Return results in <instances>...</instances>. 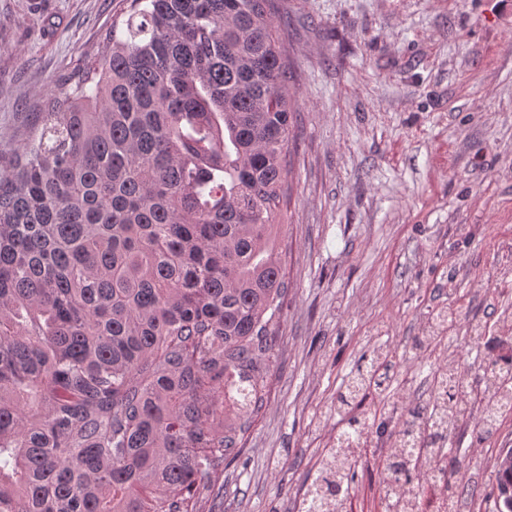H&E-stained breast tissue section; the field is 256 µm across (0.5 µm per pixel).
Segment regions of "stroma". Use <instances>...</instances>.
Segmentation results:
<instances>
[{
    "instance_id": "obj_1",
    "label": "stroma",
    "mask_w": 512,
    "mask_h": 512,
    "mask_svg": "<svg viewBox=\"0 0 512 512\" xmlns=\"http://www.w3.org/2000/svg\"><path fill=\"white\" fill-rule=\"evenodd\" d=\"M127 0H0V156L44 100L97 56ZM294 104L288 297L264 408L224 472L221 512H295L341 428L336 396L366 351L403 373L377 414L386 432L425 404L413 342L442 308L458 322L431 359L489 355L512 309V0H270ZM463 418L466 460L489 496L512 414L488 440ZM356 512H385L386 459L354 463Z\"/></svg>"
}]
</instances>
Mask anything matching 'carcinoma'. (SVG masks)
Segmentation results:
<instances>
[{"label": "carcinoma", "instance_id": "carcinoma-1", "mask_svg": "<svg viewBox=\"0 0 512 512\" xmlns=\"http://www.w3.org/2000/svg\"><path fill=\"white\" fill-rule=\"evenodd\" d=\"M269 0H129L99 59L51 94L25 145L0 157V512H216L224 469L265 401L288 296L281 239L291 105ZM456 322L441 309L426 349ZM482 360L495 412L512 376ZM437 398L465 399L447 363ZM395 360L364 353L338 393L348 430L297 512L341 505L355 482L366 391ZM409 412L389 454L397 482ZM512 512V448L495 472Z\"/></svg>", "mask_w": 512, "mask_h": 512}]
</instances>
